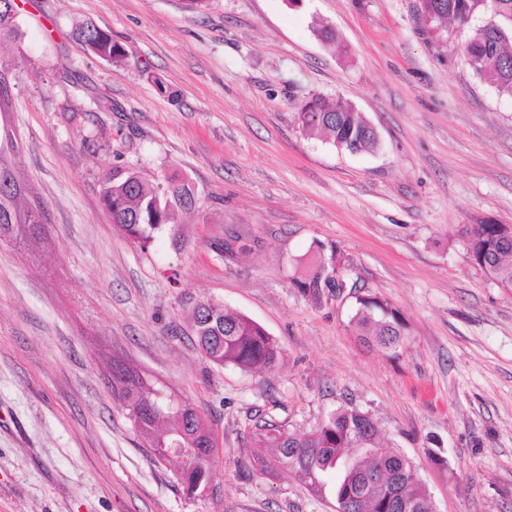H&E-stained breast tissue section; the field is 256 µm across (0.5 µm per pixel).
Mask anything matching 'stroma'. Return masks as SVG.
I'll use <instances>...</instances> for the list:
<instances>
[{"mask_svg":"<svg viewBox=\"0 0 512 512\" xmlns=\"http://www.w3.org/2000/svg\"><path fill=\"white\" fill-rule=\"evenodd\" d=\"M18 3L0 67L49 235L0 244V512H334L340 472L319 494L260 473L251 419L308 431L343 406L372 415L436 512H512V291L463 244L466 225L512 224V99L465 63L453 25L425 27L416 0ZM86 23L122 64L80 49ZM314 95L349 101L378 149L308 136ZM117 167L188 177L196 204L132 243L100 200ZM230 234L244 255L218 251ZM319 244L397 311V350L358 342L354 297L321 307L294 288ZM207 299L261 324L281 363H210L189 323ZM116 360L210 424L207 495L152 460L112 397Z\"/></svg>","mask_w":512,"mask_h":512,"instance_id":"stroma-1","label":"stroma"}]
</instances>
